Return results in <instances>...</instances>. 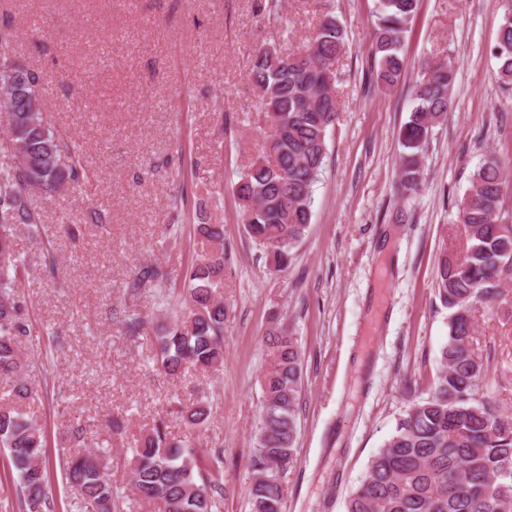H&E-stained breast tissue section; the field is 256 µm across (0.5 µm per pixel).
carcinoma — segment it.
<instances>
[{"label": "carcinoma", "mask_w": 512, "mask_h": 512, "mask_svg": "<svg viewBox=\"0 0 512 512\" xmlns=\"http://www.w3.org/2000/svg\"><path fill=\"white\" fill-rule=\"evenodd\" d=\"M371 74L376 87L395 85L406 69L402 45L419 0H377ZM345 48V31L328 12L301 48L283 55L275 48L258 50L250 79L270 121L262 151L240 174L234 192L243 208L244 230L270 249L274 267L292 261L290 249L311 224L315 185L327 154V133L337 112L338 73L325 70ZM492 55L498 77L512 84V7L505 12ZM15 36L0 25V112L7 131L0 137V447L8 451L16 473L22 512H55L48 466V439L24 409L32 398L33 364L23 348L31 326L23 318L26 296L21 288L28 260L14 237L24 225L36 228L40 214L29 203L34 190L56 193L78 188L90 195L95 174L74 142L22 111L25 103L43 101L40 73L14 61ZM451 60L428 64L413 86L416 102L399 134L401 164L398 186L410 194L422 182L421 158L432 128L452 108L450 89L456 78ZM512 186V166L490 157L471 175V189L458 203L464 227V255H443L434 286L448 310V342L441 369L425 398H414L395 433L370 457L365 476L351 492L345 512H512V420L485 392L488 363L473 345L474 304L492 301L512 278V214L504 209ZM210 242L207 256L192 266L184 289L181 318L156 337L154 360L174 376L190 365L216 372L224 362V302L215 289L227 262L224 225L200 224ZM147 286L165 306L175 292L169 273L145 266L128 283L136 296ZM122 325L130 336L147 325L142 313L128 307ZM274 352L264 376L259 432L250 459L251 512H282V476L294 462L298 405L303 379L302 353L287 330L270 334ZM210 404L198 399L181 406L189 426L204 424ZM223 452L191 455L156 422L132 450V486L157 512H216L223 473L214 464ZM71 512H120L122 496L112 482V455L83 440L59 455Z\"/></svg>", "instance_id": "cac0c4a2"}]
</instances>
